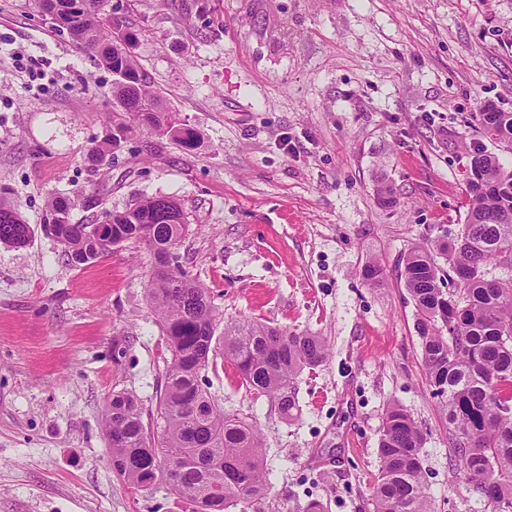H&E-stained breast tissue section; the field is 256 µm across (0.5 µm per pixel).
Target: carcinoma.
<instances>
[{
  "mask_svg": "<svg viewBox=\"0 0 512 512\" xmlns=\"http://www.w3.org/2000/svg\"><path fill=\"white\" fill-rule=\"evenodd\" d=\"M106 0H39L52 23L82 46L94 64L117 76V110L108 132L88 153L102 164L133 132L147 124L188 146L195 133L176 113L159 107L146 74L131 55L133 34L116 17L103 20ZM483 132L492 126L512 139V117L487 104ZM466 182V220L441 246L448 270L424 243L403 258L401 276L416 309L414 329L430 394L448 423L450 448L470 489L512 512V278L488 280L494 263L512 269V170L477 150ZM74 204L53 197L44 229L64 248L69 265L81 267L125 241L142 242L153 256L147 294L165 335L170 363L157 404L161 435L145 429L139 400L127 390L107 397L102 428L112 471L138 489L166 480L190 512H247L266 498L268 479L258 428L215 405L200 385L216 327L224 323V359L247 391L274 400L285 416L296 408L294 383L328 356L327 340L247 317L223 320L207 288L172 266V250L187 231L181 205L168 195L147 196L123 211L76 222ZM32 229L0 190V244L22 247ZM448 279L454 289L441 287ZM423 432L393 405L378 442L380 468L373 477V512H437L427 492L420 457Z\"/></svg>",
  "mask_w": 512,
  "mask_h": 512,
  "instance_id": "cac0c4a2",
  "label": "carcinoma"
}]
</instances>
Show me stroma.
I'll list each match as a JSON object with an SVG mask.
<instances>
[{
	"label": "stroma",
	"instance_id": "35a3bbf8",
	"mask_svg": "<svg viewBox=\"0 0 512 512\" xmlns=\"http://www.w3.org/2000/svg\"><path fill=\"white\" fill-rule=\"evenodd\" d=\"M105 12L136 34L151 89L198 141L139 126L91 165L113 74L38 0H0V188L33 230L27 246L0 244V512H184L165 482L123 484L102 431L106 398L126 389L161 433L170 354L147 295L153 259L130 240L69 266L43 229L58 195L78 220L176 197L179 267L225 319L326 338L330 356L297 378L290 418L239 383L222 335L200 374L224 411L259 428L281 512H369L394 403L425 434L438 512H492L426 391L401 269L414 244L439 247L464 223L474 146L512 169L476 120L489 103L512 111V0H107ZM382 185L394 207L379 205Z\"/></svg>",
	"mask_w": 512,
	"mask_h": 512
}]
</instances>
